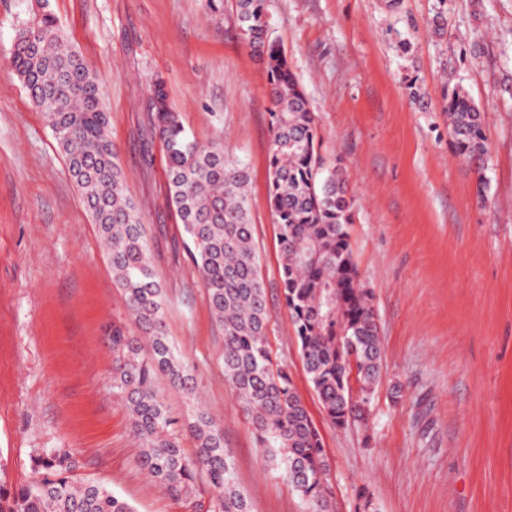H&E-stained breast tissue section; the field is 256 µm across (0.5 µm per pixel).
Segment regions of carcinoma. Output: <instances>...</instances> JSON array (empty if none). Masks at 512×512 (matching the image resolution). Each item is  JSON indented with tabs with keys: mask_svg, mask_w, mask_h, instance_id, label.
Here are the masks:
<instances>
[{
	"mask_svg": "<svg viewBox=\"0 0 512 512\" xmlns=\"http://www.w3.org/2000/svg\"><path fill=\"white\" fill-rule=\"evenodd\" d=\"M234 6L242 44L268 75V204L280 245L282 294L300 355L331 422L340 427L362 422L369 415L362 405L371 404L380 378L381 346L373 292L359 279L349 242L354 198L346 171L340 160L329 162L321 153L315 112L270 39L266 0H234ZM10 62L67 158L105 245L113 280L148 342L143 347L117 324L105 329L115 358L112 391L126 407L139 442L137 465L168 494L190 504L199 484H206V512H251L235 480L233 457L224 448V431L199 407L192 368L166 336L150 238L127 192L97 76L45 10L33 13L20 30ZM149 92L148 131L164 145L168 202L224 336V378L237 390L270 465L290 479L309 512H332L334 483L321 435L288 366L274 361L269 345L247 166L224 145L201 142L185 128L162 78L154 79ZM442 100L454 155L476 170L482 197L490 152L485 113L457 84L443 88ZM160 377L195 408L185 428L196 443L191 453L181 445L185 429L156 386ZM354 389L363 392L359 403L352 400ZM34 462L40 477L26 485H10L0 470V512H134L100 484L75 483L68 449L54 448Z\"/></svg>",
	"mask_w": 512,
	"mask_h": 512,
	"instance_id": "obj_1",
	"label": "carcinoma"
}]
</instances>
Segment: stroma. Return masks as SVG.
I'll return each instance as SVG.
<instances>
[{
	"mask_svg": "<svg viewBox=\"0 0 512 512\" xmlns=\"http://www.w3.org/2000/svg\"><path fill=\"white\" fill-rule=\"evenodd\" d=\"M42 6L99 79L167 336L194 370L254 512L307 506L266 463L224 378V337L168 203L166 151L144 133L158 76L190 132L248 164L269 343L323 437L334 512H356L363 491L377 512H512V0H268L271 38L318 117L321 153L347 169L350 244L374 293L381 382L368 424L344 428L309 383L283 301L267 72L242 45L231 0H0V462L19 486L34 479L38 452L68 448L74 478L136 512H194L135 462L102 331L135 324L66 159L10 66L17 32ZM449 78L486 114L483 173L448 143Z\"/></svg>",
	"mask_w": 512,
	"mask_h": 512,
	"instance_id": "obj_1",
	"label": "stroma"
}]
</instances>
